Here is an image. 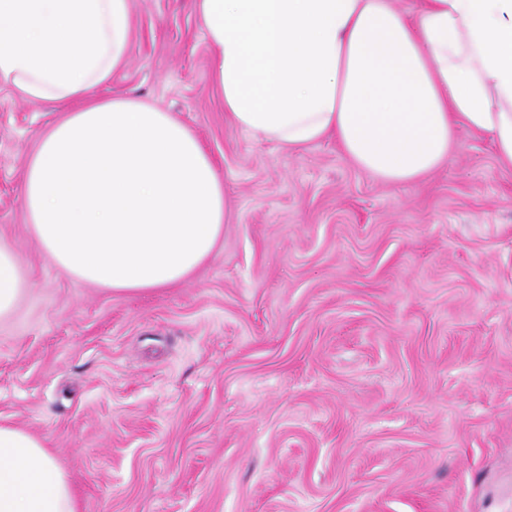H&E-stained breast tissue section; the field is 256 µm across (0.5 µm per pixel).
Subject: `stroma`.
I'll return each instance as SVG.
<instances>
[{
    "label": "stroma",
    "instance_id": "obj_1",
    "mask_svg": "<svg viewBox=\"0 0 512 512\" xmlns=\"http://www.w3.org/2000/svg\"><path fill=\"white\" fill-rule=\"evenodd\" d=\"M97 98L192 127L224 179L212 258L163 290L58 270L21 185L57 104L0 86V240L30 284L0 319V419L42 437L77 512H512V169L459 130L418 183L335 140L224 121L193 0H131Z\"/></svg>",
    "mask_w": 512,
    "mask_h": 512
}]
</instances>
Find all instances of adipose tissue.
<instances>
[{
  "instance_id": "adipose-tissue-1",
  "label": "adipose tissue",
  "mask_w": 512,
  "mask_h": 512,
  "mask_svg": "<svg viewBox=\"0 0 512 512\" xmlns=\"http://www.w3.org/2000/svg\"><path fill=\"white\" fill-rule=\"evenodd\" d=\"M231 127L287 151L336 139L358 168L411 183L459 128L512 167V0H193ZM130 0H0V84L60 104L26 168L22 203L45 256L99 288L186 280L224 235V181L169 113L92 92L127 62ZM0 241V318L26 293ZM0 512H76L36 435L0 422Z\"/></svg>"
}]
</instances>
